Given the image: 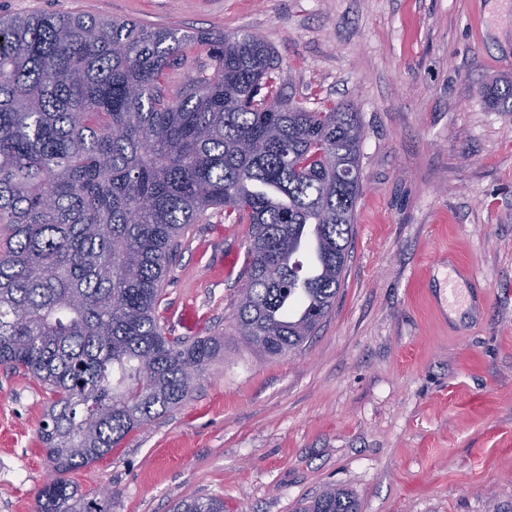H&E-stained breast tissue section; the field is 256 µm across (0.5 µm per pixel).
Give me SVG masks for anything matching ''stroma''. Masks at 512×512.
Returning <instances> with one entry per match:
<instances>
[{
    "label": "stroma",
    "instance_id": "1",
    "mask_svg": "<svg viewBox=\"0 0 512 512\" xmlns=\"http://www.w3.org/2000/svg\"><path fill=\"white\" fill-rule=\"evenodd\" d=\"M40 13L257 34L285 94L352 105L365 131L347 270L316 334L284 356L238 340L249 227L190 225L156 315L224 348L178 408L75 473L81 490L112 512L199 496L297 512L329 485L360 512H512V112L487 94L512 81V0H0L2 17ZM52 400L0 367V512H34L51 477Z\"/></svg>",
    "mask_w": 512,
    "mask_h": 512
}]
</instances>
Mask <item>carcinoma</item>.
Returning a JSON list of instances; mask_svg holds the SVG:
<instances>
[{
	"instance_id": "carcinoma-1",
	"label": "carcinoma",
	"mask_w": 512,
	"mask_h": 512,
	"mask_svg": "<svg viewBox=\"0 0 512 512\" xmlns=\"http://www.w3.org/2000/svg\"><path fill=\"white\" fill-rule=\"evenodd\" d=\"M212 65L170 89L186 49ZM261 37L53 13L0 17V366L53 395L55 473L35 512H107L68 475L177 408L217 336L167 333L156 309L187 227L249 225L237 333L284 355L341 288L363 142L359 113L284 95ZM512 112V83L489 90ZM314 238L316 268L293 257ZM173 512H224L217 497ZM302 512H358L330 486Z\"/></svg>"
}]
</instances>
